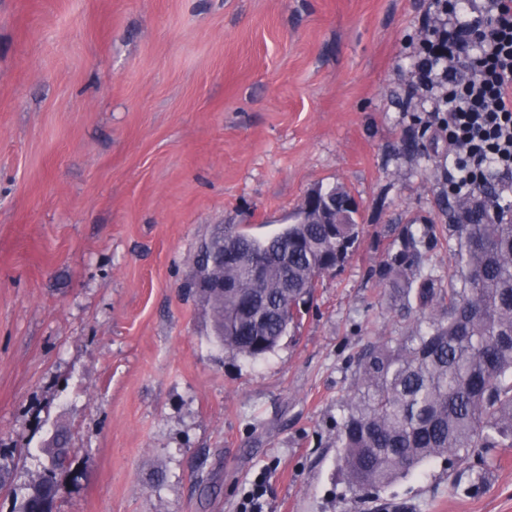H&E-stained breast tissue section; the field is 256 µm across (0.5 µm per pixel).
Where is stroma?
Returning <instances> with one entry per match:
<instances>
[{
	"instance_id": "obj_1",
	"label": "stroma",
	"mask_w": 512,
	"mask_h": 512,
	"mask_svg": "<svg viewBox=\"0 0 512 512\" xmlns=\"http://www.w3.org/2000/svg\"><path fill=\"white\" fill-rule=\"evenodd\" d=\"M434 0H0V448L24 493L48 431L55 512H512V448L354 496L336 424L354 356L407 335L371 271L402 225L448 277V146L406 50ZM343 186L360 234L265 357L185 289L219 225L266 235Z\"/></svg>"
}]
</instances>
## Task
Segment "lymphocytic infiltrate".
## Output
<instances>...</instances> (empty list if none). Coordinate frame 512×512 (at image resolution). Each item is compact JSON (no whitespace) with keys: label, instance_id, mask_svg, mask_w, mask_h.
Returning a JSON list of instances; mask_svg holds the SVG:
<instances>
[{"label":"lymphocytic infiltrate","instance_id":"f902f5d3","mask_svg":"<svg viewBox=\"0 0 512 512\" xmlns=\"http://www.w3.org/2000/svg\"><path fill=\"white\" fill-rule=\"evenodd\" d=\"M437 0L420 24L414 78L448 143V190L474 196L512 176V0Z\"/></svg>","mask_w":512,"mask_h":512}]
</instances>
